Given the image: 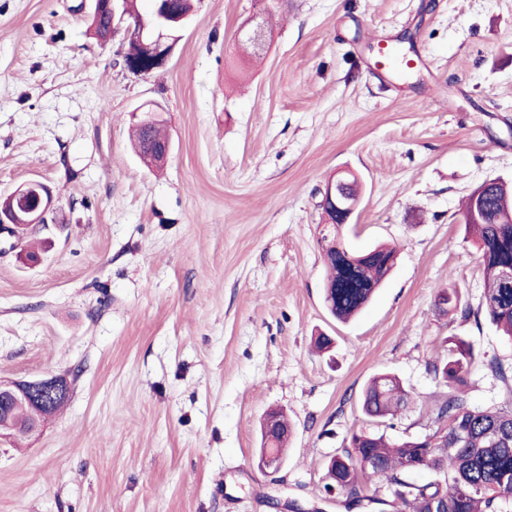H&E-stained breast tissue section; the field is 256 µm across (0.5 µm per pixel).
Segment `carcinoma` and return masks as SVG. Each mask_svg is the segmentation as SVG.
I'll list each match as a JSON object with an SVG mask.
<instances>
[{
    "label": "carcinoma",
    "instance_id": "1",
    "mask_svg": "<svg viewBox=\"0 0 512 512\" xmlns=\"http://www.w3.org/2000/svg\"><path fill=\"white\" fill-rule=\"evenodd\" d=\"M95 38L112 35V15L95 13ZM146 123L133 125L135 149L148 166L155 153L170 145L164 120L144 109ZM462 221L474 237L485 272L481 310L486 319L512 341V186L497 179L469 195ZM328 270L324 288L327 309L345 322L371 300L390 272L395 249L379 244L356 249L341 241L320 244ZM475 362L471 344L450 340L446 358L431 364L433 378L446 392L432 410V425L422 437L388 441L367 428H354L340 453L327 465L326 486L352 510L363 501L379 503L369 494L368 481L379 478L390 493L392 512H509L512 509V403L478 409L468 397L467 376ZM410 393L389 373H380L366 386L362 411L382 423L406 409ZM288 422L278 415V428L261 432L262 452L283 458ZM430 472L435 478L418 484L411 475Z\"/></svg>",
    "mask_w": 512,
    "mask_h": 512
}]
</instances>
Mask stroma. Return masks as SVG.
Returning <instances> with one entry per match:
<instances>
[{
    "instance_id": "stroma-1",
    "label": "stroma",
    "mask_w": 512,
    "mask_h": 512,
    "mask_svg": "<svg viewBox=\"0 0 512 512\" xmlns=\"http://www.w3.org/2000/svg\"><path fill=\"white\" fill-rule=\"evenodd\" d=\"M90 0H0V192L53 195L46 223L0 233V379H66L64 408L0 442V512H346L323 492L362 393L389 371L409 408L380 432L428 433L426 366L472 344L478 407L512 400V342L478 317L483 267L466 198L512 181V0H195L174 54L123 67L122 32L90 38ZM262 26L254 57L242 35ZM414 62L375 72L378 49ZM163 109L171 151L148 170L132 110ZM362 183L342 237L396 265L341 323L323 297L319 202ZM43 245L39 264L23 254ZM461 307L440 313V289ZM333 336L316 354L312 338ZM293 428L281 471L259 421ZM278 414V428L275 430H269L274 427L275 418L269 416L266 420L265 427L267 432L264 430V425L261 424V439H262V453L268 452L279 459H283V445L288 437L289 427L288 422L282 414ZM265 454L258 458V468L268 474L277 473L282 464L272 455Z\"/></svg>"
}]
</instances>
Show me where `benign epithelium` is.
<instances>
[{
	"label": "benign epithelium",
	"mask_w": 512,
	"mask_h": 512,
	"mask_svg": "<svg viewBox=\"0 0 512 512\" xmlns=\"http://www.w3.org/2000/svg\"><path fill=\"white\" fill-rule=\"evenodd\" d=\"M92 9L120 12V18L125 23L126 39L146 52L147 59L144 61L135 59L128 51L123 54L124 68L140 76L151 73V70L144 68L145 61L154 68L166 67L186 20L184 16L166 14L162 16V23L149 27L126 11V0H92ZM344 186L343 178L328 182L324 197L330 199L336 210L348 217L357 209L359 201L348 197ZM0 199L5 201L0 206V224L18 227L45 223L53 203L50 190L37 181L21 184L0 196ZM68 396L69 386L61 378L9 382L0 380V406L8 407L6 411L0 409V440L19 432L35 431V424L16 420L13 417L15 411L35 405L49 410Z\"/></svg>",
	"instance_id": "obj_1"
}]
</instances>
